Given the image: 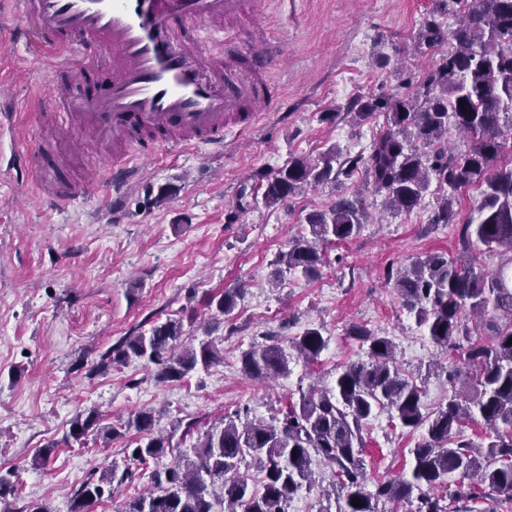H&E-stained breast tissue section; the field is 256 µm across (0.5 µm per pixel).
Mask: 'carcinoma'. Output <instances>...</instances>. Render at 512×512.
Segmentation results:
<instances>
[{
    "mask_svg": "<svg viewBox=\"0 0 512 512\" xmlns=\"http://www.w3.org/2000/svg\"><path fill=\"white\" fill-rule=\"evenodd\" d=\"M434 2L418 44L432 49L450 40L454 47L429 73L424 91L407 84L404 93L354 102L350 116L358 124L384 116L368 154L343 158L330 150L315 162L293 157L261 179L264 202L275 205L306 186L360 175L365 187L406 213L435 187L437 209L430 223H457L460 254L430 252L408 265H391L386 279L437 347L460 350V360L441 370L452 385L464 381L468 392H456L436 412L423 414L424 391L401 373L391 340L353 325L348 336L366 348L367 359L345 366L331 387L313 384L300 392L271 424L242 423L226 415L197 439L189 455L173 444V436L154 434L152 411L133 415L126 427L140 437L129 455L131 465L119 476L113 468L84 483L74 491L69 512H89L112 497L113 482L132 478L131 466L150 462L156 464L150 473L153 489L134 497L124 512H213L217 497L224 501V512H286L288 501L309 483L314 455L331 470L332 485L346 492L339 512H379L381 502H414V512H483L477 504L487 489L512 500V257L485 275L475 270L470 255L476 240L512 254V165L493 168L512 146L506 138L512 130V0ZM447 15L457 20L455 28L443 27L441 17ZM451 127L467 138V149L448 148ZM473 185L480 188L475 215L458 222L454 205ZM367 221L363 194L340 199L306 216L308 235L288 242L279 262L313 277L323 264V245L352 237ZM238 294L226 290L208 299L213 322L233 311ZM467 312L489 317V341L471 339ZM181 335L182 323L169 320L147 336H126L98 356L91 373L104 374L135 358L157 365L158 380L177 381L219 358L210 340L176 351ZM292 343L310 362L326 347L316 327ZM241 363L254 378L289 371L288 354L277 342L251 348ZM385 410L400 427L422 431V438L412 450L411 478L370 486L363 430L372 415ZM478 420L489 429L479 445L464 435L466 424ZM90 434L107 441L120 431L113 424L100 425L97 410L90 409L71 421L67 438L77 441ZM168 453L174 460L160 464ZM248 456L262 473L260 492L239 473ZM454 474L468 483L451 485ZM354 499L359 506L351 504Z\"/></svg>",
    "mask_w": 512,
    "mask_h": 512,
    "instance_id": "cac0c4a2",
    "label": "carcinoma"
}]
</instances>
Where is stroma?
Here are the masks:
<instances>
[{"mask_svg": "<svg viewBox=\"0 0 512 512\" xmlns=\"http://www.w3.org/2000/svg\"><path fill=\"white\" fill-rule=\"evenodd\" d=\"M433 0H268L271 33L283 46L273 80L283 94L279 109L255 124L231 128L223 153L199 146L136 161L119 197L103 184L96 197L49 203L29 159L38 147L34 111L37 78L46 59L17 57L6 108L17 113L16 133L0 134V470L13 471L0 512L43 504L68 512L70 497L91 473L124 469L136 438L128 430L110 442L65 441L70 422L97 409L103 424L140 410L159 415L155 432L170 435L181 421L208 428L240 412L271 419L313 382L333 386L339 369L365 359L347 334L353 325L389 337L397 362L422 375L424 406L436 410L452 389L428 374L440 349L400 304L386 280L388 265L431 251L456 255V227L432 224L435 194L408 215L386 212L367 194L369 221L356 236L326 245L316 276L276 265L278 252L306 229L305 218L358 178L340 179L288 201L265 205L261 173L302 156L314 161L336 149L367 152L371 124L352 123L345 110L359 97L400 92L396 61H404L413 88H422L440 61L419 51L417 36ZM393 63L381 68L378 53ZM325 112L333 121H322ZM227 288L243 291L234 311L208 327L206 299ZM178 320L185 335L210 338L217 362L183 380L161 383L155 367L133 361L90 375L99 353L123 337ZM321 328L327 346L315 363L292 359L288 375L245 376L240 358L251 346L277 339L290 347L307 328ZM363 458L372 480L410 476L411 448L421 437L395 426L387 413L371 417L363 432ZM50 448L41 458L42 448ZM314 484L298 491L290 512H338L320 496L331 475L312 465Z\"/></svg>", "mask_w": 512, "mask_h": 512, "instance_id": "1", "label": "stroma"}]
</instances>
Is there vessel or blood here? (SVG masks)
Listing matches in <instances>:
<instances>
[{
    "label": "vessel or blood",
    "instance_id": "1",
    "mask_svg": "<svg viewBox=\"0 0 512 512\" xmlns=\"http://www.w3.org/2000/svg\"><path fill=\"white\" fill-rule=\"evenodd\" d=\"M20 9L14 43L56 59L33 169L57 202L100 186L71 178L64 145L113 146L107 167L120 186L132 157L223 149L231 124L282 98L269 77L282 54L262 0H20ZM209 39L223 51L207 50Z\"/></svg>",
    "mask_w": 512,
    "mask_h": 512
}]
</instances>
